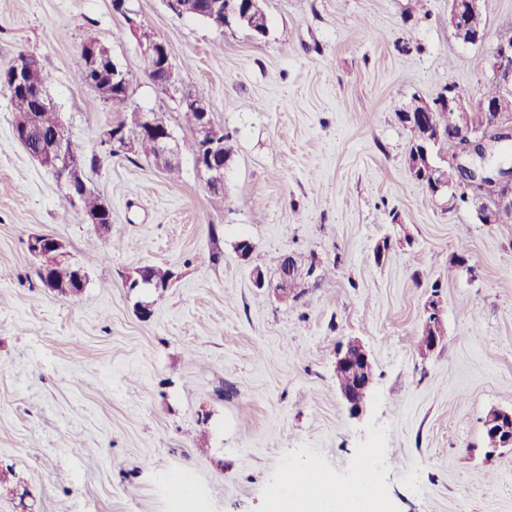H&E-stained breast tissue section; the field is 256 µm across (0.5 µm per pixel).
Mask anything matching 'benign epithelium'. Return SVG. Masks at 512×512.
<instances>
[{"label":"benign epithelium","instance_id":"benign-epithelium-1","mask_svg":"<svg viewBox=\"0 0 512 512\" xmlns=\"http://www.w3.org/2000/svg\"><path fill=\"white\" fill-rule=\"evenodd\" d=\"M262 0H210L208 8L224 15H233V20H245L254 31V37L261 39L267 36L268 22L261 7ZM486 0H450L448 8V26L464 37V42L479 43L484 40L485 33L471 30L472 19L485 12ZM114 12L122 15L128 25L129 31L136 39L138 49L143 55H152L158 62L157 72L149 76L153 83L165 88L173 79L170 64L171 50L168 44L154 35L146 32L143 25L133 17L134 11L128 6V0H112ZM38 58L30 54H20L13 64L3 71L5 83L11 89H22L25 84L24 67ZM108 64L112 76V93L128 98L132 92V80L125 70L111 55L109 49L103 44L88 46L83 51V63L89 68H96L99 62ZM486 71L489 78L496 82L502 97L512 96V45L496 43L492 51L486 56ZM446 104L459 113V121L455 129L445 133L438 129L428 128L433 133V139H446L450 144H462L464 150L453 153L452 165L454 168H463L472 176H493L498 167L491 165L488 158L496 144L489 135H481L474 131L468 122V112L480 108L489 113L492 133L507 134L512 137V112L504 108L499 101L480 99L476 102L470 100L463 93L452 87L443 93V97L436 103L420 102L421 109L418 115L422 122H427L430 112L435 106ZM181 106L193 109L200 113L197 131L198 140L203 142L207 153L196 157L195 167L200 181L209 189L224 188V135L210 118L209 108L205 101L185 96L181 99ZM139 127L136 136L120 141L121 149L126 152L146 150L159 157L166 158L179 153L178 143L166 124L159 121L153 113H136ZM55 154L48 157L53 165L56 181L63 192L66 202L72 207H80V195L77 190L88 194L94 188L84 179L81 169L71 164L66 152V138L58 134L55 140ZM500 190L490 200L483 202L477 212V218L482 224H500L508 214H512V180L498 178ZM29 254L34 259L37 274L41 275L43 286L52 288V280L47 277V269L43 260L50 256L58 265L70 263L77 270L78 290L84 288L87 282L86 271L79 264L72 261L71 254L66 245L59 239L48 234H35L27 242ZM297 269L293 257L285 254L281 257L278 267L279 286L282 288L294 280ZM423 327L425 336L419 344V352L423 355L433 351L440 343L438 336L442 328L441 310L436 297L428 299L423 311ZM336 371H344L350 377L348 386L340 387V394L349 412L353 416L363 413L367 394L373 383V364L370 354L364 344L351 339L343 344L336 353ZM483 436L486 445L485 455L492 457L502 453L503 450H512V409L505 410L492 408L482 420Z\"/></svg>","mask_w":512,"mask_h":512}]
</instances>
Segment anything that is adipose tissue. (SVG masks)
<instances>
[{
	"label": "adipose tissue",
	"instance_id": "1",
	"mask_svg": "<svg viewBox=\"0 0 512 512\" xmlns=\"http://www.w3.org/2000/svg\"><path fill=\"white\" fill-rule=\"evenodd\" d=\"M276 497L282 508H294L301 512L305 507H316L319 512H331L336 495L330 478L309 468L292 467L284 471Z\"/></svg>",
	"mask_w": 512,
	"mask_h": 512
}]
</instances>
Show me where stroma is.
Segmentation results:
<instances>
[{
    "instance_id": "obj_1",
    "label": "stroma",
    "mask_w": 512,
    "mask_h": 512,
    "mask_svg": "<svg viewBox=\"0 0 512 512\" xmlns=\"http://www.w3.org/2000/svg\"><path fill=\"white\" fill-rule=\"evenodd\" d=\"M130 7L172 50L168 88L148 80L112 0H0V69L41 59L112 211L103 236L65 202L14 138L0 89V471L12 473L0 512H192L196 501L274 512L284 469L325 472L340 494L368 448L377 512H512V452L486 460L482 432L488 410L512 409V223L430 195L399 119L449 86L480 98L486 71L448 61L488 54L512 0H486L477 45L454 37L448 0H265L260 41L179 17L166 0ZM90 32L132 78L129 110L172 130L178 181L98 145L123 115L74 79ZM187 94L230 135L220 210L197 176ZM35 233L92 257L79 296L44 288L27 250ZM243 238L266 288L238 258ZM285 254L333 272L284 297ZM151 265L171 268L169 288L127 287ZM433 296L445 336L423 355L415 339ZM351 338L374 365L358 417L336 383V349Z\"/></svg>"
}]
</instances>
